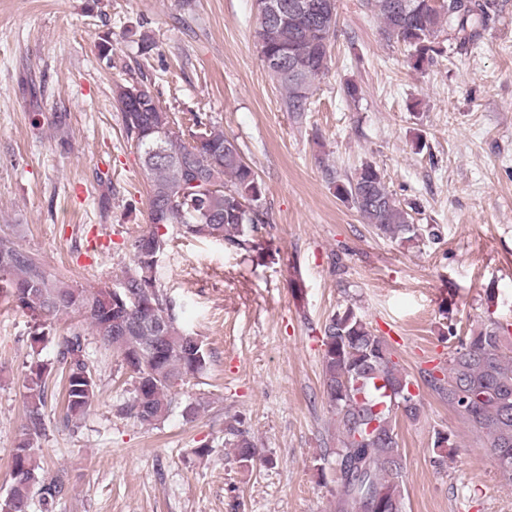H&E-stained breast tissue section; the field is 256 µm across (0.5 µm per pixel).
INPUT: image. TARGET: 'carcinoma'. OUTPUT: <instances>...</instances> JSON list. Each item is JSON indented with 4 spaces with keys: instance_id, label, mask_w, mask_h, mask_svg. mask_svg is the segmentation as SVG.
Masks as SVG:
<instances>
[{
    "instance_id": "cac0c4a2",
    "label": "carcinoma",
    "mask_w": 512,
    "mask_h": 512,
    "mask_svg": "<svg viewBox=\"0 0 512 512\" xmlns=\"http://www.w3.org/2000/svg\"><path fill=\"white\" fill-rule=\"evenodd\" d=\"M383 32L411 51L414 67L430 60L439 34L448 32L461 49L474 44L498 16L497 0H368ZM337 27V12L322 19L318 12L288 15L283 24H259L256 44L263 66L283 92L285 111L298 124L311 111L313 88L328 70ZM273 55L297 62L301 72L289 74L267 63ZM143 97L135 103L115 92L126 143L139 154L149 184L150 229L128 243L132 266L122 287L94 290L75 287L50 273L35 256L9 237L0 236V291L34 322L33 342L46 340L54 319L70 313L89 322L100 342L117 351L134 381L127 412L153 424L169 411L171 390L207 364L202 342L184 331L167 295L157 288L155 257L167 245L161 226L175 225L185 237L214 239L236 250L259 251L258 226L269 223L265 187L241 152L225 151L231 139L195 114L186 131L160 107L143 81ZM330 183L350 200L376 234L401 244L437 237L413 223L409 211L393 197L376 166L366 163L342 182L328 168ZM149 294L156 317L139 310ZM322 386L342 430L336 461L341 476L335 512H404L403 464L393 411L408 420L419 418L422 403L411 393L414 382L393 360L386 339L376 335L351 308L332 315L321 327ZM504 327L492 323L458 338L439 378L425 381L462 420L486 436L499 471L512 484V347ZM86 338L77 328L62 338L58 363L65 372V419L83 416L96 398L94 367ZM48 366L29 365L26 375L27 422L12 460V488L0 510L30 512L34 497L47 506L68 490L64 474L38 476L37 438L43 427ZM224 445L234 449L239 467L248 469L261 457L254 438L234 418L224 424Z\"/></svg>"
}]
</instances>
